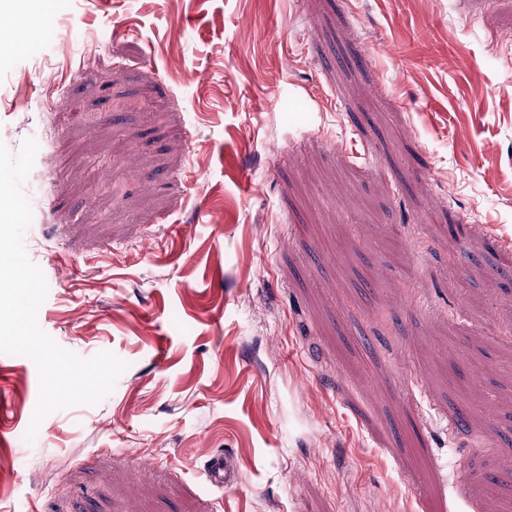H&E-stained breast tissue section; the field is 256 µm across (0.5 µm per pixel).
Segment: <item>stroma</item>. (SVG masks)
<instances>
[{"label": "stroma", "instance_id": "1", "mask_svg": "<svg viewBox=\"0 0 512 512\" xmlns=\"http://www.w3.org/2000/svg\"><path fill=\"white\" fill-rule=\"evenodd\" d=\"M32 21L0 54V143L38 145V322L128 367L29 442L38 372L0 353V512H501L512 0H35ZM221 454L237 488L205 479Z\"/></svg>", "mask_w": 512, "mask_h": 512}]
</instances>
